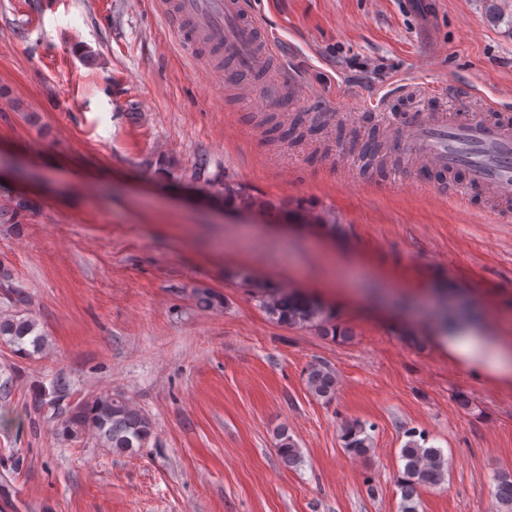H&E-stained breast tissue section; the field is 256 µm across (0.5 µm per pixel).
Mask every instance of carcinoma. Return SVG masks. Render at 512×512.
<instances>
[{
  "label": "carcinoma",
  "instance_id": "carcinoma-1",
  "mask_svg": "<svg viewBox=\"0 0 512 512\" xmlns=\"http://www.w3.org/2000/svg\"><path fill=\"white\" fill-rule=\"evenodd\" d=\"M268 132L273 139L283 143L300 140L305 133L313 131L305 126L306 114H298L285 125L271 117ZM393 152L395 147L376 132L367 134L361 145V153L373 157L381 152ZM210 160L200 155L191 167L190 179L215 188L213 199L219 203L227 200L237 202L245 210H256L269 206L247 193L243 188L225 191L222 178L209 172ZM30 210L28 199L20 196L14 200L10 214L0 213V224H18L23 213ZM238 277L254 288L259 307L268 320L289 327L315 326L326 336H347L348 332L336 329L332 316L316 299L296 291H288L270 283L258 282L244 273ZM0 290L16 295L19 306L26 307L27 298L17 290L11 270L0 264ZM38 324L25 311L16 312L10 318L0 319V340L14 348V352L31 356L42 351L44 334L37 331ZM307 391L315 399L331 402L336 395V373L323 364H312L306 370ZM69 397L66 380H56L52 390L35 394L34 403L39 410L56 412L58 434L67 439H77L86 433L94 435L100 444L115 453L131 452L141 448L153 434L151 419L137 409L121 394L104 393L91 400L72 402L66 410L57 407V400ZM408 440L400 451L402 469L397 483L401 490V512H418V489L436 486L445 481L448 474V459L439 448L428 445V439L415 431L407 432ZM340 438L345 450L354 457L367 456L373 448L372 436L366 423L354 419L344 422ZM277 449L283 463L294 465L300 460V451L282 428L276 433ZM494 498L498 512H512V475L500 474L495 478Z\"/></svg>",
  "mask_w": 512,
  "mask_h": 512
}]
</instances>
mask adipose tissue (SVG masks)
Instances as JSON below:
<instances>
[{
  "label": "adipose tissue",
  "instance_id": "adipose-tissue-1",
  "mask_svg": "<svg viewBox=\"0 0 512 512\" xmlns=\"http://www.w3.org/2000/svg\"><path fill=\"white\" fill-rule=\"evenodd\" d=\"M441 342L454 362L480 371L501 386H512V343L488 339L473 328L449 331Z\"/></svg>",
  "mask_w": 512,
  "mask_h": 512
}]
</instances>
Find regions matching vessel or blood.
I'll use <instances>...</instances> for the list:
<instances>
[{"label":"vessel or blood","instance_id":"1","mask_svg":"<svg viewBox=\"0 0 512 512\" xmlns=\"http://www.w3.org/2000/svg\"><path fill=\"white\" fill-rule=\"evenodd\" d=\"M157 6L175 23L181 50L193 61L213 63L217 49L236 67L252 70L280 54L262 37L250 0H158ZM397 146L402 158L466 170L470 184L501 207L512 206V120L430 112L407 127Z\"/></svg>","mask_w":512,"mask_h":512}]
</instances>
